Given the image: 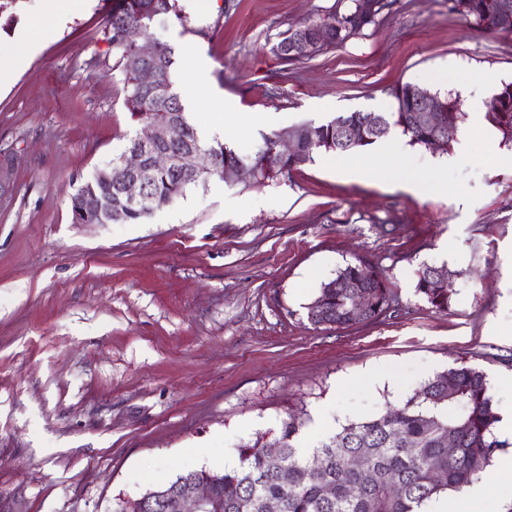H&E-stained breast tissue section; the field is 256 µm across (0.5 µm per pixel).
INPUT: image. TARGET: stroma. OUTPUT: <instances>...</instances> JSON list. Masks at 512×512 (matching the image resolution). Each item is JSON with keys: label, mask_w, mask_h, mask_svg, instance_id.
Instances as JSON below:
<instances>
[{"label": "stroma", "mask_w": 512, "mask_h": 512, "mask_svg": "<svg viewBox=\"0 0 512 512\" xmlns=\"http://www.w3.org/2000/svg\"><path fill=\"white\" fill-rule=\"evenodd\" d=\"M199 0L155 35L209 63L234 111L276 112V131L345 112H388L390 87L451 95L469 149L415 195L366 178L368 151L315 155L264 184L217 176L139 224H76L70 196L137 131L102 24L107 0L65 20L19 0L0 61L30 28L38 52L0 88V512H112L183 471L220 470L258 436L303 419L299 446L402 405L467 365L494 401L512 397V148L487 140L486 82L512 81V32L477 27L449 0H393L376 25L318 56L283 62L288 29L339 0ZM363 259L396 295L386 317L314 328L321 284ZM455 293L439 312L415 292L421 265Z\"/></svg>", "instance_id": "obj_1"}]
</instances>
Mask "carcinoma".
I'll return each instance as SVG.
<instances>
[{"mask_svg":"<svg viewBox=\"0 0 512 512\" xmlns=\"http://www.w3.org/2000/svg\"><path fill=\"white\" fill-rule=\"evenodd\" d=\"M453 10L471 23L491 30L501 0H452ZM389 0H349L341 10L322 20L304 24L312 47L303 55L293 52V37L285 35L272 51L286 63L300 62L331 46H340L376 24ZM183 22L177 0H112L104 17L112 49L119 55L123 73V105L134 123L144 124L162 116L175 129V137L146 149V160L164 152L181 158L192 152L208 153L219 169L243 171L239 183L250 186L277 181L314 161L321 152H357L385 138L394 130L412 145L431 147L438 132L424 127L414 116L422 87L405 82L390 88V112H346L315 125L302 123L290 129L296 141L293 156L279 160L272 155L278 134L263 138L252 156H242L215 139L205 142L188 122L174 90L172 68L175 51L157 41L151 60L156 80L140 82L139 37H152V29L168 21ZM433 96L446 110L456 132L464 116L452 98L437 91ZM486 119L512 144V82H503L486 105ZM127 173L118 159L112 161V182L98 178L84 182L70 195L75 224H139L152 212L174 202L186 191L205 183L210 175L178 167L147 164L143 174L146 200L129 205L122 184ZM97 199V211L79 214L82 198ZM433 267L417 271L416 292L437 311H446L454 293L453 281L446 288L431 287ZM364 296L367 307L356 311ZM394 292L384 270L359 259L340 269L321 285L307 306V319L316 328H348L378 319L390 308ZM498 421L486 375L470 366L451 367L425 381L400 407L362 421L343 425L321 442L310 455L296 445L302 422L291 418L271 442L259 437L239 449V466L230 471L190 470L164 486L142 494L145 512H173L179 493L192 480L206 481L214 489L215 502L208 512H266V502L282 504L281 512H419L426 502L448 492H459L480 477L491 464L501 444L491 439ZM278 448L277 461L265 449Z\"/></svg>","mask_w":512,"mask_h":512,"instance_id":"cac0c4a2","label":"carcinoma"}]
</instances>
